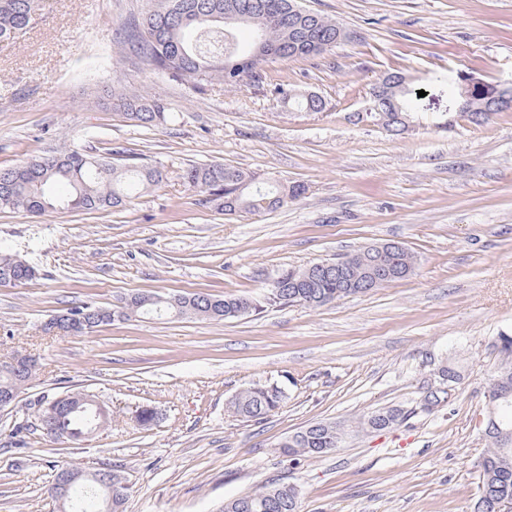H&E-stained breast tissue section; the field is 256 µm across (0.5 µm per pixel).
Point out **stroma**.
I'll list each match as a JSON object with an SVG mask.
<instances>
[{"label":"stroma","instance_id":"stroma-1","mask_svg":"<svg viewBox=\"0 0 512 512\" xmlns=\"http://www.w3.org/2000/svg\"><path fill=\"white\" fill-rule=\"evenodd\" d=\"M345 36L311 57H271L238 84L199 85L144 66L129 22L154 0H37L31 26L0 41V168L61 149L159 167L162 182L101 212L0 211V251L39 269L0 288V362L36 356L13 410L0 412V512H59L61 467L120 471L124 512H221L269 480L294 484L299 512H473L488 449L482 418L512 335V110L475 125L448 110L447 75L512 84V0H299ZM392 72L422 91L412 128L350 121ZM313 92L323 111L285 107ZM164 99L172 120L141 127L117 95ZM222 163L304 185L264 213L227 215L190 188L187 167ZM417 258L406 279L334 303L268 307L224 321L115 320L84 336L44 324L134 292L263 297L284 269L368 244ZM452 396L420 405L442 367ZM286 392L245 421L229 400L255 383ZM87 389L108 425L81 444L35 435L10 447L16 416L45 395ZM157 418L140 426V408ZM407 410L392 429L367 415ZM336 424L340 446L289 464L288 436Z\"/></svg>","mask_w":512,"mask_h":512}]
</instances>
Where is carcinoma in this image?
Wrapping results in <instances>:
<instances>
[{
  "mask_svg": "<svg viewBox=\"0 0 512 512\" xmlns=\"http://www.w3.org/2000/svg\"><path fill=\"white\" fill-rule=\"evenodd\" d=\"M253 0H157L146 15L133 20L129 39L135 55L143 64L165 72L174 78H190L208 82L218 76L224 84L233 85L238 78L251 72L263 61L254 49L243 51L238 40L224 32V14L245 10ZM267 10L253 12L250 27L255 36L278 47L280 57L310 56L318 47L325 49L336 44V23L309 13L302 20V32L288 39V11L297 0H261ZM35 0H0V41L15 38L34 21ZM453 94L460 102H469V116L476 123L486 120L482 106L494 84L459 75L448 78ZM395 100L401 106L403 121L394 122V134L405 129V122L413 121L417 110L416 93L401 88ZM291 107L308 112H321L323 101L318 97L290 94ZM122 106L126 115L143 125L152 127L168 123L170 113L163 100L150 96L125 98ZM182 178L189 186L205 194V201L226 214L260 213L275 209L305 193V186L274 178L259 179L243 170L222 163L192 166L184 170ZM163 180V173L147 165H116L112 158L90 154L83 150L66 149L46 157H38L23 164L0 168V210H22L30 214H44L50 210L72 209L86 212L108 211L124 207L138 190L155 186ZM31 265L10 252L0 254V276H13L20 283ZM278 278L285 279L288 293L258 300L251 296L220 297L199 292L189 295H168L160 292L135 293L112 308L84 305L69 310L66 315L95 318L94 327L106 325L115 319L195 317L226 320L241 317V311L251 303L269 306L303 305L321 307L347 298L363 288L367 282V268L361 259L348 263L342 280L319 276L311 267L290 268ZM37 365L22 374L0 363V391L21 393L36 375ZM285 392L274 384H254L237 393L229 403L230 411L246 420L260 421L280 407ZM46 405L55 411L53 421L56 433L66 441L77 444L92 436L107 422L106 409L97 396L88 390H67L62 394L44 397ZM391 415L395 422L404 421L408 414L401 409L374 413L361 423L362 428L380 431L383 417ZM495 418L501 429L512 431V397L497 401ZM32 435L29 420H15L10 433V446L24 448ZM489 449L481 463V490L491 489L499 497L512 498V436L487 435ZM336 425L315 423L297 432L281 445V453L295 465L307 458L334 447ZM75 477L68 489L53 480L51 496L60 512H122L128 487L121 474L104 468L105 481H99L93 472L67 468ZM276 497L280 512H298L296 487L273 480L261 490L240 496L224 505V512H266L265 501Z\"/></svg>",
  "mask_w": 512,
  "mask_h": 512,
  "instance_id": "cac0c4a2",
  "label": "carcinoma"
}]
</instances>
